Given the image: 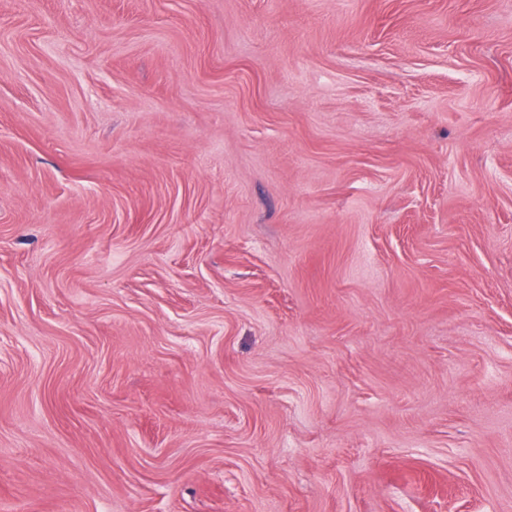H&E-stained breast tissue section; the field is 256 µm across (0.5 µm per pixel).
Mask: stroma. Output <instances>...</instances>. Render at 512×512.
Returning <instances> with one entry per match:
<instances>
[{"label":"stroma","mask_w":512,"mask_h":512,"mask_svg":"<svg viewBox=\"0 0 512 512\" xmlns=\"http://www.w3.org/2000/svg\"><path fill=\"white\" fill-rule=\"evenodd\" d=\"M0 512H512V0H0Z\"/></svg>","instance_id":"1"}]
</instances>
